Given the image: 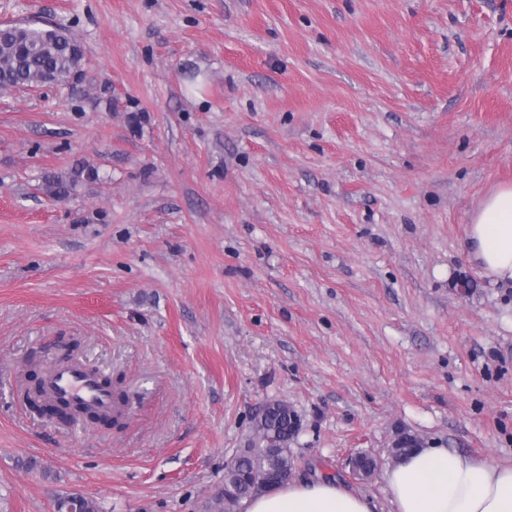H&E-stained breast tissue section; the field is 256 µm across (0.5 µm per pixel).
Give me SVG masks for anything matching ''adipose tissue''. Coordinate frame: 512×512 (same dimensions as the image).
Instances as JSON below:
<instances>
[{
  "instance_id": "ef3b65f1",
  "label": "adipose tissue",
  "mask_w": 512,
  "mask_h": 512,
  "mask_svg": "<svg viewBox=\"0 0 512 512\" xmlns=\"http://www.w3.org/2000/svg\"><path fill=\"white\" fill-rule=\"evenodd\" d=\"M467 253L493 284L512 282V185L493 190L472 214ZM392 512H512V466L423 446L385 472ZM244 512H373L374 502L340 480L290 481L248 499Z\"/></svg>"
}]
</instances>
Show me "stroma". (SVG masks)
Returning <instances> with one entry per match:
<instances>
[{
    "label": "stroma",
    "mask_w": 512,
    "mask_h": 512,
    "mask_svg": "<svg viewBox=\"0 0 512 512\" xmlns=\"http://www.w3.org/2000/svg\"><path fill=\"white\" fill-rule=\"evenodd\" d=\"M34 17L84 57L0 90V512H214L274 400L294 479L377 512L348 460L399 433L512 465V284L465 258L512 183V0H0ZM71 339L119 425L17 389ZM82 172H73L70 175H54L48 179L47 183L51 195L57 199H64L75 191ZM57 512H99L97 503L81 493L71 492L55 498Z\"/></svg>",
    "instance_id": "obj_1"
}]
</instances>
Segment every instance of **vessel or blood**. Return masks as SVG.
<instances>
[{
	"label": "vessel or blood",
	"instance_id": "vessel-or-blood-1",
	"mask_svg": "<svg viewBox=\"0 0 512 512\" xmlns=\"http://www.w3.org/2000/svg\"><path fill=\"white\" fill-rule=\"evenodd\" d=\"M43 393L50 399L87 406L102 414L113 409L112 395L101 386L97 374L72 361L47 362Z\"/></svg>",
	"mask_w": 512,
	"mask_h": 512
}]
</instances>
